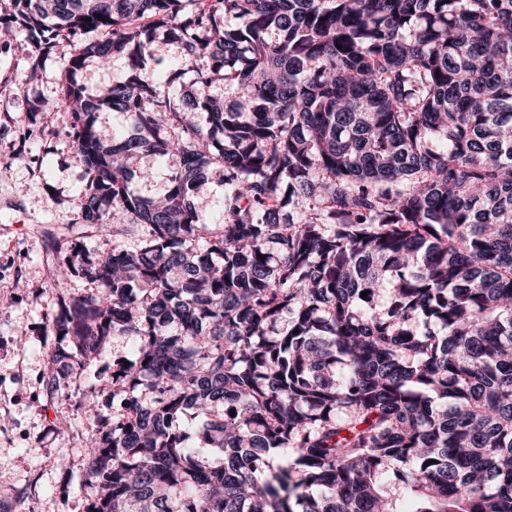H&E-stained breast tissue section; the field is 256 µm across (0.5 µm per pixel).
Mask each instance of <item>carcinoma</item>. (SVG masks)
Masks as SVG:
<instances>
[{
    "label": "carcinoma",
    "instance_id": "cac0c4a2",
    "mask_svg": "<svg viewBox=\"0 0 512 512\" xmlns=\"http://www.w3.org/2000/svg\"><path fill=\"white\" fill-rule=\"evenodd\" d=\"M0 30L24 82L78 40L80 220L137 238L50 234V395L134 350L76 402L86 512H512V0H9ZM159 34L195 93L141 77ZM114 56L108 95L72 78ZM147 155L180 158L161 201L118 163ZM98 126L103 137L112 141V137H124L129 131V122L124 112L105 111L99 115ZM194 199L197 208L211 222H219L224 219V185L216 177L201 187Z\"/></svg>",
    "mask_w": 512,
    "mask_h": 512
}]
</instances>
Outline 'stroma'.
<instances>
[{
	"label": "stroma",
	"instance_id": "1",
	"mask_svg": "<svg viewBox=\"0 0 512 512\" xmlns=\"http://www.w3.org/2000/svg\"><path fill=\"white\" fill-rule=\"evenodd\" d=\"M73 50L61 43L26 85L30 49L22 36L0 46V512H85L96 492L84 481L88 426L74 401L51 398L44 387L56 370V341L43 333L57 299L48 235H85L102 251L134 241L77 222L86 176L60 96ZM151 53L145 77L174 96L189 90L191 75L172 77V46L157 41ZM33 97L45 110L31 125L25 109Z\"/></svg>",
	"mask_w": 512,
	"mask_h": 512
}]
</instances>
